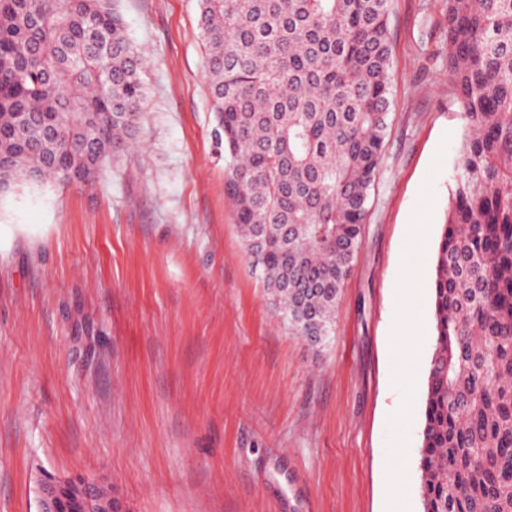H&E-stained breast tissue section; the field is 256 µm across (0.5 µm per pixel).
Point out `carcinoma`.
I'll use <instances>...</instances> for the list:
<instances>
[{
	"label": "carcinoma",
	"instance_id": "1",
	"mask_svg": "<svg viewBox=\"0 0 512 512\" xmlns=\"http://www.w3.org/2000/svg\"><path fill=\"white\" fill-rule=\"evenodd\" d=\"M116 0H0V182L91 186L135 136ZM390 0H199L225 192L271 305L314 347L358 253L392 106ZM466 133L435 258L422 512H512V0H446Z\"/></svg>",
	"mask_w": 512,
	"mask_h": 512
}]
</instances>
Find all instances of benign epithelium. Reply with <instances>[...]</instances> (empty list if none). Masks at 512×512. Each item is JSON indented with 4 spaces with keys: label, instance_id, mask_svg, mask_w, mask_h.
<instances>
[{
    "label": "benign epithelium",
    "instance_id": "obj_1",
    "mask_svg": "<svg viewBox=\"0 0 512 512\" xmlns=\"http://www.w3.org/2000/svg\"><path fill=\"white\" fill-rule=\"evenodd\" d=\"M74 497L84 512H125L112 496V487L105 482L43 476L37 484V512H62L68 497Z\"/></svg>",
    "mask_w": 512,
    "mask_h": 512
}]
</instances>
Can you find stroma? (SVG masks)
Listing matches in <instances>:
<instances>
[{"label": "stroma", "mask_w": 512, "mask_h": 512, "mask_svg": "<svg viewBox=\"0 0 512 512\" xmlns=\"http://www.w3.org/2000/svg\"><path fill=\"white\" fill-rule=\"evenodd\" d=\"M118 6L151 59L130 149L91 187L0 191V512H37L44 470L111 481L125 512H422L430 286L465 131L445 0L390 2L392 122L318 348L269 303L224 195L198 0Z\"/></svg>", "instance_id": "stroma-1"}]
</instances>
